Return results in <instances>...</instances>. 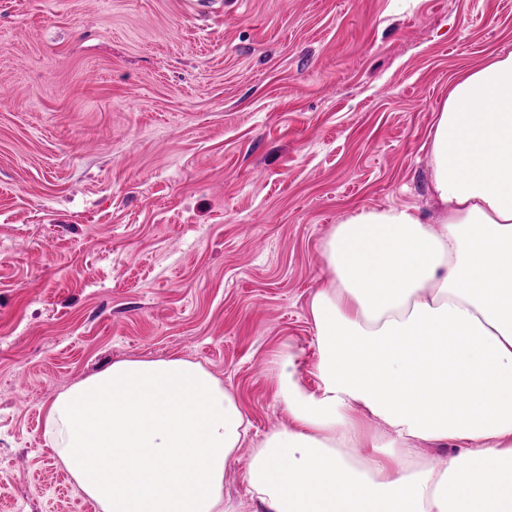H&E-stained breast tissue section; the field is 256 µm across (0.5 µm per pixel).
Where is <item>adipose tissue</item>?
Instances as JSON below:
<instances>
[{
	"label": "adipose tissue",
	"mask_w": 512,
	"mask_h": 512,
	"mask_svg": "<svg viewBox=\"0 0 512 512\" xmlns=\"http://www.w3.org/2000/svg\"><path fill=\"white\" fill-rule=\"evenodd\" d=\"M430 157L436 220L362 208L324 244L320 384L281 357L290 422L255 443L248 501L224 470L249 423L198 362L118 361L49 405L101 512H512V52L449 84Z\"/></svg>",
	"instance_id": "1"
}]
</instances>
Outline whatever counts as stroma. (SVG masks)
<instances>
[{"instance_id": "1", "label": "stroma", "mask_w": 512, "mask_h": 512, "mask_svg": "<svg viewBox=\"0 0 512 512\" xmlns=\"http://www.w3.org/2000/svg\"><path fill=\"white\" fill-rule=\"evenodd\" d=\"M500 52L512 0H0V512H96L44 410L119 360L199 362L251 437L287 424L325 241L436 218V114Z\"/></svg>"}]
</instances>
